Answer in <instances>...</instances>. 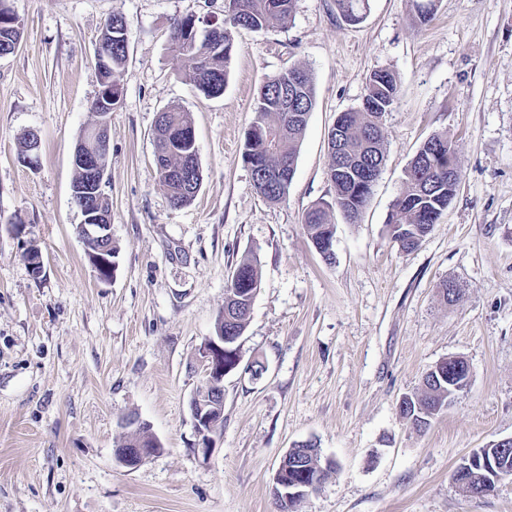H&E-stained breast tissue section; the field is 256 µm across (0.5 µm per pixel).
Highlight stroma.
Listing matches in <instances>:
<instances>
[{"instance_id": "35a3bbf8", "label": "stroma", "mask_w": 512, "mask_h": 512, "mask_svg": "<svg viewBox=\"0 0 512 512\" xmlns=\"http://www.w3.org/2000/svg\"><path fill=\"white\" fill-rule=\"evenodd\" d=\"M7 5L23 35L0 57V512H277L273 475L305 441L335 468L296 512H512V481L466 492L451 479L474 449L512 437V0H438L424 26L408 0H370L356 25L334 0H296L287 27L234 31L215 97L193 88L170 34L187 15L223 21L225 0ZM115 15L129 52L108 117L118 253L103 282L76 232L73 151L97 120L95 51ZM295 64L316 103L288 195L270 203L241 151L258 87ZM377 70L399 88L383 117V172L356 222L332 212L328 263L303 218L333 200L328 133ZM170 106L188 114L202 173L182 207L154 160L155 121ZM31 131L34 168L22 160ZM443 132L461 185L432 231L400 251L389 212L416 150ZM249 255L260 290L206 460L192 449L189 408L204 380L199 348ZM448 281L458 302L442 295ZM448 357L467 362L468 385L416 431L398 402ZM131 415L161 444L134 469L113 456Z\"/></svg>"}]
</instances>
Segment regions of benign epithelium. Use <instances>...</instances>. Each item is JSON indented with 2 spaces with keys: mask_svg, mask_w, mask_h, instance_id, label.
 <instances>
[{
  "mask_svg": "<svg viewBox=\"0 0 512 512\" xmlns=\"http://www.w3.org/2000/svg\"><path fill=\"white\" fill-rule=\"evenodd\" d=\"M107 116L106 112L99 113L98 125L91 129L87 140L75 147L73 154V165L83 175L82 181L73 183L72 201L82 217L77 230L84 242H103L112 238L110 216L99 208L100 194L106 182V169L100 164L99 158L109 149ZM89 261L100 280L106 282L113 277L116 262L106 255V251L89 256ZM236 343L237 340L232 337L217 333L207 337L201 346L206 379L191 398L190 411L197 434L194 451L205 459L210 458L215 449L212 437L214 428L209 423V407L216 402H224V377L237 370L241 363V356L234 348ZM158 452L157 448H116L114 457L119 465L134 469ZM480 474L488 478L483 486L485 491L512 477L502 467L500 459L482 452L472 453L456 468V478L460 485H469L470 480ZM320 485L321 481L307 471H294L286 457L273 476L277 496L288 501H299L318 490Z\"/></svg>",
  "mask_w": 512,
  "mask_h": 512,
  "instance_id": "obj_1",
  "label": "benign epithelium"
}]
</instances>
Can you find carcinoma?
<instances>
[{
    "label": "carcinoma",
    "instance_id": "obj_1",
    "mask_svg": "<svg viewBox=\"0 0 512 512\" xmlns=\"http://www.w3.org/2000/svg\"><path fill=\"white\" fill-rule=\"evenodd\" d=\"M237 11L225 12L221 24L222 44L211 46L203 33L196 39L185 41L176 52L188 62L190 81L205 96L224 92L227 64L233 52L232 30L262 31L275 26L285 27L294 18L295 0H235ZM339 17L350 24L362 21L369 9V0H334ZM436 0H412L411 18L416 25H425L433 17ZM8 9L0 8V52L11 51L20 43L22 28L5 18ZM112 27V37L106 39L103 52L106 64L98 69L101 88L114 87V75L128 57V27L120 16L107 21ZM398 93L397 80L387 70L373 72L366 93L359 107L342 113L336 119L341 130L340 148L329 149L328 167L330 180L336 188L334 202L311 207L304 216L310 239L314 242L334 236V224L329 211L338 210L354 222L367 205L374 183L384 166L386 130L382 118L390 111ZM315 105V92L308 71L294 66L267 78L260 85L254 102L253 123L263 133L248 132L243 144L242 160L252 172L257 192L267 201L278 203L287 194L290 182L283 180L271 185L268 173L288 166L295 172L300 143L305 134L310 112ZM192 129L187 113L177 106L160 112L156 120L155 147L162 151L161 166L172 172L190 161L192 146L185 134ZM195 184H201V171H195ZM462 181L452 142L448 134L431 135L417 150L404 172L400 193L395 198L388 219L389 233L394 243L403 251L415 249L433 228L442 212L455 196ZM169 193L170 200L186 205L196 197L193 185L169 176L160 179ZM260 283L257 261L246 257L233 272L231 287L237 292L224 297V313L219 318L224 329H231L241 336L248 322V293ZM455 378L448 372H426L421 388L409 395L400 415L414 428L425 430L430 421H422L424 411L441 410L455 393ZM136 444L154 448L157 439L144 429L128 435L121 441L125 448Z\"/></svg>",
    "mask_w": 512,
    "mask_h": 512
}]
</instances>
